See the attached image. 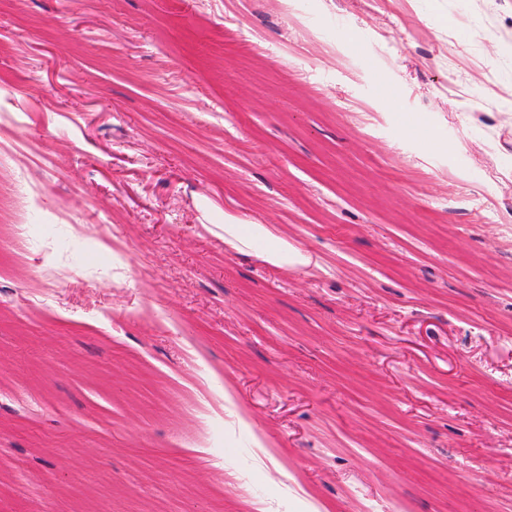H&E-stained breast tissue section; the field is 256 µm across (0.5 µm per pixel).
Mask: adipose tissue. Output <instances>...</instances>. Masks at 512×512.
I'll list each match as a JSON object with an SVG mask.
<instances>
[{
	"label": "adipose tissue",
	"mask_w": 512,
	"mask_h": 512,
	"mask_svg": "<svg viewBox=\"0 0 512 512\" xmlns=\"http://www.w3.org/2000/svg\"><path fill=\"white\" fill-rule=\"evenodd\" d=\"M224 240L237 251L252 252L276 266H303L310 258L264 224L233 222L224 227Z\"/></svg>",
	"instance_id": "ef3b65f1"
}]
</instances>
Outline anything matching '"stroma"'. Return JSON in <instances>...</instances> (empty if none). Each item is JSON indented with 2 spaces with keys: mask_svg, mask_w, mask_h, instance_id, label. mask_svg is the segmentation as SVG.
<instances>
[{
  "mask_svg": "<svg viewBox=\"0 0 512 512\" xmlns=\"http://www.w3.org/2000/svg\"><path fill=\"white\" fill-rule=\"evenodd\" d=\"M17 175L0 512H512V0H0ZM224 241L240 252H252L275 266H303L310 258L285 239L274 235L265 224H224Z\"/></svg>",
  "mask_w": 512,
  "mask_h": 512,
  "instance_id": "1",
  "label": "stroma"
}]
</instances>
